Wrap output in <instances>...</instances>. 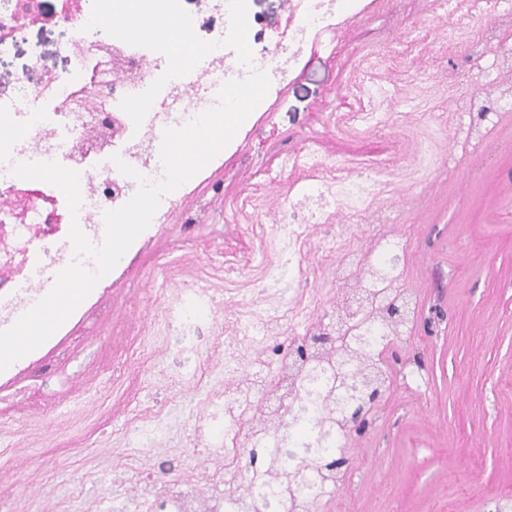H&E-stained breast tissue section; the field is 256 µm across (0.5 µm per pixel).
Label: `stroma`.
<instances>
[{"instance_id": "stroma-1", "label": "stroma", "mask_w": 512, "mask_h": 512, "mask_svg": "<svg viewBox=\"0 0 512 512\" xmlns=\"http://www.w3.org/2000/svg\"><path fill=\"white\" fill-rule=\"evenodd\" d=\"M288 2L250 0L246 46L264 50L286 30ZM70 35L61 23L35 25L1 46L0 94H12L17 78L37 86L65 71ZM507 40L512 15L484 0H468L459 14L436 0H358L333 31L311 36L267 115L250 117L181 201V211L198 213L194 236L204 242L219 230L225 251L242 252L260 243L256 223L305 221L304 210L278 207L265 183L281 153L317 140L353 181L372 159L398 156L408 167L376 213L340 208L315 228V241L332 243L337 225H347L348 243L362 249L375 233L401 235V284L417 301L386 354L391 385L355 437L333 512H512V111L481 120L467 109L471 95L512 70L494 59ZM350 112L377 113L380 124L352 126ZM473 121L482 135L469 140L460 129ZM182 233L174 213L163 237L138 236L37 362L0 386V495L13 512H44L33 493L40 486L53 512H137L162 484L190 477L186 421L225 387L224 364L209 352L218 345L252 366L254 348L229 343L224 317L242 291L263 283L254 270L217 291L219 318L199 321L184 339L167 324V298L146 336L120 335L157 282L155 260L176 258ZM290 289L325 312L338 291L315 251ZM134 407L167 421L151 445L126 430Z\"/></svg>"}]
</instances>
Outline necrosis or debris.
Listing matches in <instances>:
<instances>
[{
	"label": "necrosis or debris",
	"instance_id": "necrosis-or-debris-1",
	"mask_svg": "<svg viewBox=\"0 0 512 512\" xmlns=\"http://www.w3.org/2000/svg\"><path fill=\"white\" fill-rule=\"evenodd\" d=\"M304 2V21L291 24L287 43L263 58L271 85L294 69L310 26L329 28L355 0ZM178 6L179 0H136L132 5L127 0H76L60 15L72 29L71 43L63 48L68 69L51 75L49 84L40 88L18 79L14 95L0 97V279L18 286L16 296H0V326L11 319L15 301H27L53 287L62 270L74 265L87 272L97 270L94 255L76 253L70 231L79 228L93 247H100L106 237L105 212L120 208L136 193L137 180L122 175L113 156H120L148 181L160 179L164 131L184 127L214 106L216 91L225 82L252 74V64L225 49L223 34L202 25L191 31L195 45L205 50L196 77L162 78L178 48L150 39L145 32L175 14ZM25 162L55 163L77 173L78 212L70 211L57 186L16 177L14 167ZM278 170L292 177L280 197L281 206L303 207L307 221L271 225L268 246L248 252L228 253L222 241L211 242L212 250L225 254V280L259 267L267 287H284L288 270L278 263V256L293 254L305 262L312 249V228L331 215L335 197L329 185L340 169L318 143L281 154ZM367 171L364 180L347 185L345 203L352 209L372 208L379 176H395L398 167L388 158L368 164ZM400 249V242L383 235L372 253L339 242L322 248L321 254L335 259L334 276L349 291L380 302L391 296L410 306L414 299L408 291L389 295L363 277L372 261L391 260ZM276 321L270 308L258 307L256 299L245 296L225 322L228 335L258 346L256 373L245 375L239 367L225 366L224 395L208 400L205 408L210 432L194 440L196 456L223 447L225 495H211L209 483L199 478L168 484L161 492L164 512H297L296 503L304 499L313 502L316 512H327L331 489L343 486V471L328 473L306 465L314 447L283 440L280 433L260 425L268 418L295 426L321 414L302 386L315 362L300 357L298 349L329 332L333 319L310 315L290 326L288 344L273 347L268 335ZM265 454L299 470L293 491L277 492L261 481L258 472L242 470L244 460Z\"/></svg>",
	"mask_w": 512,
	"mask_h": 512
}]
</instances>
